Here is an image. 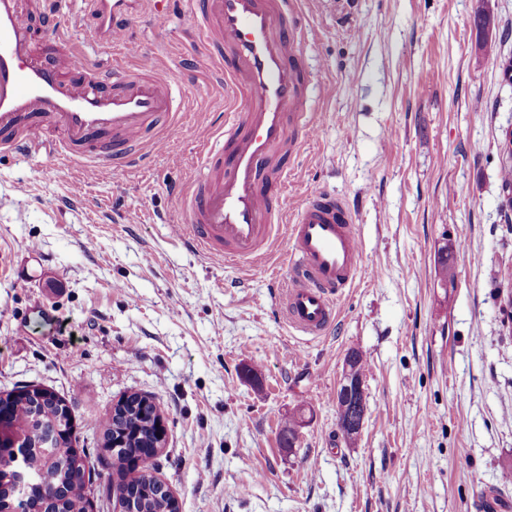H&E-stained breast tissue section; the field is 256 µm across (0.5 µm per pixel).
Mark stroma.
I'll return each instance as SVG.
<instances>
[{
	"label": "stroma",
	"instance_id": "35a3bbf8",
	"mask_svg": "<svg viewBox=\"0 0 512 512\" xmlns=\"http://www.w3.org/2000/svg\"><path fill=\"white\" fill-rule=\"evenodd\" d=\"M483 7L512 56V0H300L322 122L292 150L283 206L336 192L364 259L319 337L278 312L285 238L270 261L226 264L169 233L224 86L190 0L133 15L174 75L163 148L132 170L77 163L66 180L47 157L0 155V391L67 399L87 449L124 395L153 397L167 429L154 474L179 512H512V280L500 275L512 86L479 50ZM443 252L451 288L436 277ZM352 349L367 414L349 442L336 391ZM301 404L290 448L282 429Z\"/></svg>",
	"mask_w": 512,
	"mask_h": 512
}]
</instances>
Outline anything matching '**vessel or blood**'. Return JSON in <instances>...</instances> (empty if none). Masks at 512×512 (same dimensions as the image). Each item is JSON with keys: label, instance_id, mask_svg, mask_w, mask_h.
I'll return each mask as SVG.
<instances>
[{"label": "vessel or blood", "instance_id": "obj_1", "mask_svg": "<svg viewBox=\"0 0 512 512\" xmlns=\"http://www.w3.org/2000/svg\"><path fill=\"white\" fill-rule=\"evenodd\" d=\"M134 0H83L92 18L85 44L121 47L135 67L113 62L102 70L74 63L62 75L35 55L37 34L59 46L66 0H42L43 32L23 20V0H0V153L45 152L65 179L73 162L91 158L118 169L139 167L149 133L166 126L175 110V82L145 51L122 18ZM195 25L208 49L224 59V88L241 100L225 114L216 145L200 172L177 188L185 215L171 234L190 251L220 261L260 259L278 229H285L288 276L278 292L285 321L306 336L324 335L336 304L362 267L363 252L346 203L326 189L314 191L294 218L280 209L288 174L267 173L291 136L310 141L319 129L308 111L300 47L305 38L296 0H200ZM61 125L54 141L45 118Z\"/></svg>", "mask_w": 512, "mask_h": 512}]
</instances>
